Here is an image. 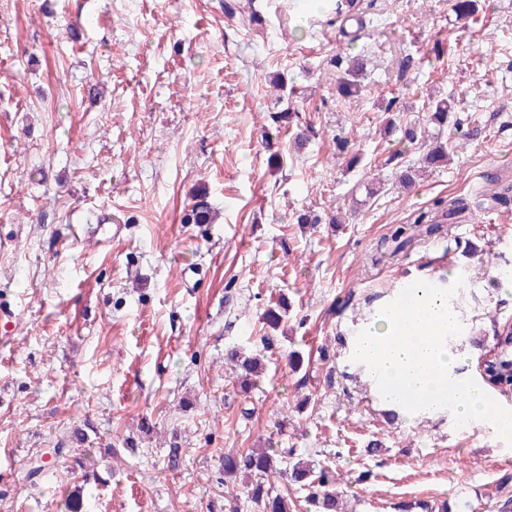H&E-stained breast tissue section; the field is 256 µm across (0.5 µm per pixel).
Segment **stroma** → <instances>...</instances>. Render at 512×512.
Segmentation results:
<instances>
[{
    "label": "stroma",
    "instance_id": "obj_1",
    "mask_svg": "<svg viewBox=\"0 0 512 512\" xmlns=\"http://www.w3.org/2000/svg\"><path fill=\"white\" fill-rule=\"evenodd\" d=\"M284 2L257 0L266 24L248 30L223 0H0V308L17 315L0 512H62L79 483L89 512H224L225 452L269 445L344 474L345 512H497L512 495L492 425L393 416L352 359L417 278L464 280L462 378L512 321V0H477L472 21L451 0H362L310 25ZM350 56L363 91L344 99ZM450 96L462 147L402 187L423 151L402 127L431 131L429 100ZM201 187L215 222L182 223ZM455 197L471 206L441 234L368 263L390 225ZM305 211L318 223H297ZM284 297L266 372L241 393L224 351L260 349ZM58 445L53 478L27 480Z\"/></svg>",
    "mask_w": 512,
    "mask_h": 512
}]
</instances>
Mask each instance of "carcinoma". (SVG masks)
I'll return each mask as SVG.
<instances>
[{
    "label": "carcinoma",
    "mask_w": 512,
    "mask_h": 512,
    "mask_svg": "<svg viewBox=\"0 0 512 512\" xmlns=\"http://www.w3.org/2000/svg\"><path fill=\"white\" fill-rule=\"evenodd\" d=\"M224 12L231 17L239 16V23L244 27L259 20V14L253 10L250 0L243 4L226 3ZM360 75L359 61L354 58L348 59L346 67L336 81L339 93L344 97L358 95L362 90ZM457 108L458 104L453 100L443 98L432 101L428 107L431 123L438 129H443L448 125V113ZM447 162L448 140L444 139L439 132L432 138L428 150L417 160V164H412L401 172L399 181L409 187L415 181L418 168L438 166ZM468 209L469 201L458 198L444 208L436 207L419 212L409 224L391 225L388 233L375 245L371 258L372 264L377 265L387 258H395L409 248L416 237L422 234L438 233L441 225ZM211 222L210 204L206 200V194L199 190L194 195V203L185 215L184 223L209 224ZM260 342L262 349L256 354L243 356L237 349L228 354V359L235 362L238 368L237 383L245 391L255 386L257 379L264 374L265 353L273 347V338L270 336L261 337ZM506 361H508L506 356L481 361V377L486 385L492 388L499 387V378L508 376L507 370L503 369ZM292 455V451L284 448L281 450L251 448L245 452H228L224 454V476L231 478L239 473L247 475L248 481L245 484L247 498L258 507L259 512H293V508L296 507V501L290 496V488L275 489L270 481V477L274 474L290 478L292 484L307 491L304 502L310 507V512H338L340 504L336 493V470L328 465L316 467L301 459L296 460L285 470L279 468V463L292 458ZM64 512H85L82 486H74L67 495Z\"/></svg>",
    "instance_id": "1"
}]
</instances>
